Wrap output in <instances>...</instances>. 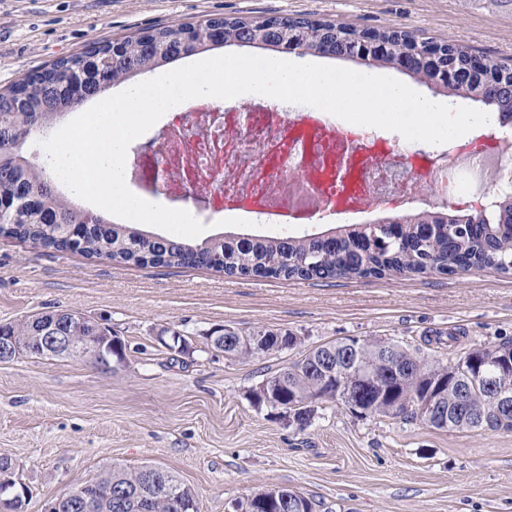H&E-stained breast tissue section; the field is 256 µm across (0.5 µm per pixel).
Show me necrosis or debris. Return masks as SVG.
Returning <instances> with one entry per match:
<instances>
[{
  "mask_svg": "<svg viewBox=\"0 0 512 512\" xmlns=\"http://www.w3.org/2000/svg\"><path fill=\"white\" fill-rule=\"evenodd\" d=\"M158 154L138 157L153 192L195 207L228 203L257 206L284 224L311 212L391 206L410 190L401 160L372 161L355 132L336 130L331 114L301 128L291 113L261 101L237 112L212 99L195 110L177 105ZM488 153H464L435 165L434 180L445 193L481 198ZM183 170V179L159 180L161 168Z\"/></svg>",
  "mask_w": 512,
  "mask_h": 512,
  "instance_id": "necrosis-or-debris-1",
  "label": "necrosis or debris"
}]
</instances>
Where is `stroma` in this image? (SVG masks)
<instances>
[{
    "instance_id": "stroma-1",
    "label": "stroma",
    "mask_w": 512,
    "mask_h": 512,
    "mask_svg": "<svg viewBox=\"0 0 512 512\" xmlns=\"http://www.w3.org/2000/svg\"><path fill=\"white\" fill-rule=\"evenodd\" d=\"M222 17L408 30L512 60V0H0V88L96 41ZM57 309L111 327L126 360L109 373L86 357L0 362V456L27 490L26 512L107 468L144 465L174 472L199 512H241L274 486L301 492L314 512H512V431L361 417L333 399L302 427L252 399L264 378L328 342L395 341L444 362L512 340V275L244 279L0 237V324ZM226 324L299 342L235 360L204 344ZM167 330L186 335L189 352L168 350Z\"/></svg>"
}]
</instances>
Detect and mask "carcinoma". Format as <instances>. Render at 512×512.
Here are the masks:
<instances>
[{
    "mask_svg": "<svg viewBox=\"0 0 512 512\" xmlns=\"http://www.w3.org/2000/svg\"><path fill=\"white\" fill-rule=\"evenodd\" d=\"M213 19L156 28L124 37L120 53L112 56L107 42H94L84 51L58 58L0 91V236L30 242L57 252H75L117 265L205 267L228 276L276 279H348L396 276L405 273L459 274L492 268L512 274V194L499 196L491 215L462 216L421 211L398 217L395 223L354 224L339 234L301 237L239 234L190 243L150 234L135 224H117L68 196L46 166L29 153L36 137L53 129L65 115L88 99L142 73L208 48L199 38ZM224 43L264 45L300 55L354 57L359 40L373 37L386 43L380 55H364L368 67L393 68L403 58L421 64L424 42L405 30L359 29L350 24L303 17L282 18L274 26L265 20L252 23L223 19ZM448 74L444 96L480 101L500 117L512 116V63L478 56L463 44H444L442 56L424 64L416 74ZM42 313L18 323L0 325L8 336H35L37 325L52 319ZM377 341L361 343L365 364L382 372L391 370L376 356ZM479 360L481 376H467L458 368L471 358ZM300 391H284L275 401L288 405L312 395L311 383L299 381ZM436 384L448 388V424L466 426L456 413L462 394L479 428L512 431V413L499 410L493 391L512 394V341L479 345L460 352L445 364L423 362L418 375L387 378L384 391L366 393L372 414L415 419L407 402L414 394ZM398 405V413L389 407ZM170 494L157 493L145 512H182L195 503L192 490L175 475ZM95 507L91 512H121L115 501L140 488V470L114 467L95 478Z\"/></svg>",
    "mask_w": 512,
    "mask_h": 512,
    "instance_id": "1",
    "label": "carcinoma"
}]
</instances>
